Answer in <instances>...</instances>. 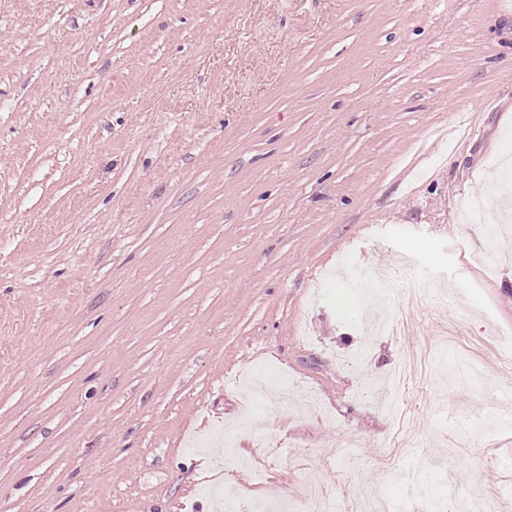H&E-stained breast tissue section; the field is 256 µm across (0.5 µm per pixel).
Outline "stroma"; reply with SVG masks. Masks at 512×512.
Here are the masks:
<instances>
[{
  "mask_svg": "<svg viewBox=\"0 0 512 512\" xmlns=\"http://www.w3.org/2000/svg\"><path fill=\"white\" fill-rule=\"evenodd\" d=\"M511 155L512 0H0V512L511 495ZM459 327L398 428L364 378ZM388 289L385 297L388 299L389 321L384 330H390L394 320L406 316L414 306L422 304L425 295L419 287Z\"/></svg>",
  "mask_w": 512,
  "mask_h": 512,
  "instance_id": "stroma-1",
  "label": "stroma"
}]
</instances>
